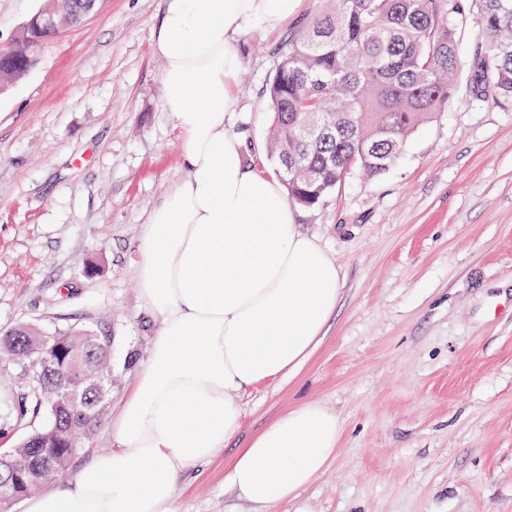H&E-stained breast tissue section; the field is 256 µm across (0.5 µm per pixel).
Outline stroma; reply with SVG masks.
I'll return each instance as SVG.
<instances>
[{"label":"stroma","mask_w":512,"mask_h":512,"mask_svg":"<svg viewBox=\"0 0 512 512\" xmlns=\"http://www.w3.org/2000/svg\"><path fill=\"white\" fill-rule=\"evenodd\" d=\"M325 6L297 0L279 28L238 36L225 126L271 175L268 83L289 35ZM461 6L448 17L461 63L447 108L390 170L296 210L341 270L338 309L297 376L238 396L237 439L310 399L344 433L336 460L277 512H512V105L477 95L485 35L471 0ZM162 8L99 0L0 93V332L109 329L107 420L159 331L139 292L140 236L186 176L159 90ZM30 393L24 364L0 352V448L44 424L16 416ZM228 458L178 478V512H251L224 483Z\"/></svg>","instance_id":"1"}]
</instances>
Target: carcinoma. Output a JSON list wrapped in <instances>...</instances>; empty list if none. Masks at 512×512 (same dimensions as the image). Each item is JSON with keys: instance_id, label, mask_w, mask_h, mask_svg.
I'll return each mask as SVG.
<instances>
[{"instance_id": "cac0c4a2", "label": "carcinoma", "mask_w": 512, "mask_h": 512, "mask_svg": "<svg viewBox=\"0 0 512 512\" xmlns=\"http://www.w3.org/2000/svg\"><path fill=\"white\" fill-rule=\"evenodd\" d=\"M486 39L480 48L477 91L512 103V0H473ZM458 0H329L290 35L267 88L273 117L268 152L288 196L313 208L355 170L388 171L408 137L448 106L456 87L460 53L448 15ZM327 126L321 136L306 133ZM34 349L15 354L25 364L55 361L53 380L68 381L112 371V336L78 329L50 336L22 329ZM52 384L35 383L17 417L48 409L46 424L14 449H44L21 474L14 498L63 477L101 421L89 405L53 408Z\"/></svg>"}]
</instances>
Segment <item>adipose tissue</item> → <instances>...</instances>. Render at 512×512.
I'll return each instance as SVG.
<instances>
[{"label":"adipose tissue","mask_w":512,"mask_h":512,"mask_svg":"<svg viewBox=\"0 0 512 512\" xmlns=\"http://www.w3.org/2000/svg\"><path fill=\"white\" fill-rule=\"evenodd\" d=\"M292 2L165 0L154 43L187 176L139 242L138 285L161 331L110 424L111 450L24 512H177L178 477L230 448L236 396L295 376L324 339L340 271L299 230L281 182L248 168L225 128L238 31L279 27ZM342 435L335 410L298 403L231 449L226 483L254 512H272L326 471Z\"/></svg>","instance_id":"1"}]
</instances>
